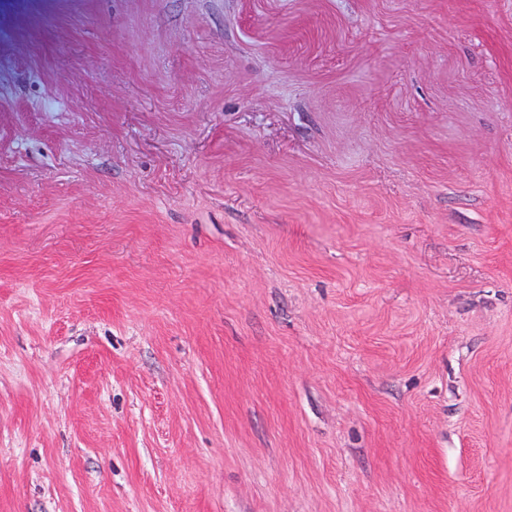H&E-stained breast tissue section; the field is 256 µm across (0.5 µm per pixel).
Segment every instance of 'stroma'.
<instances>
[{"label": "stroma", "instance_id": "obj_1", "mask_svg": "<svg viewBox=\"0 0 512 512\" xmlns=\"http://www.w3.org/2000/svg\"><path fill=\"white\" fill-rule=\"evenodd\" d=\"M0 512H512V0H0Z\"/></svg>", "mask_w": 512, "mask_h": 512}]
</instances>
